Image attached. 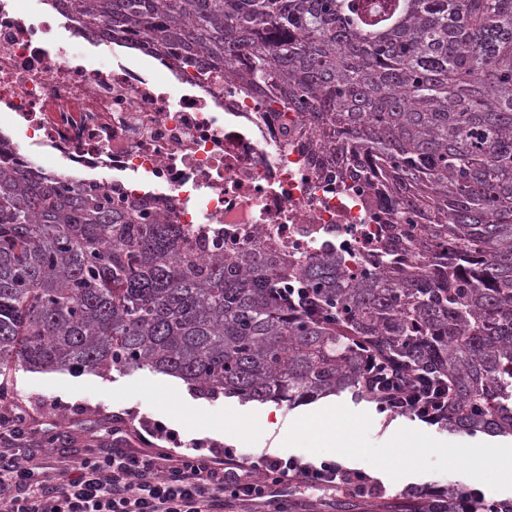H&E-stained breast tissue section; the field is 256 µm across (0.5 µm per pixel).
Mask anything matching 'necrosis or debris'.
I'll return each instance as SVG.
<instances>
[{
    "label": "necrosis or debris",
    "instance_id": "4bbe7bcc",
    "mask_svg": "<svg viewBox=\"0 0 512 512\" xmlns=\"http://www.w3.org/2000/svg\"><path fill=\"white\" fill-rule=\"evenodd\" d=\"M0 123L27 137H0L16 166L47 173L60 158L65 188H112L194 232L199 256L262 227L289 258L333 253L353 272L386 269L393 204L341 180L300 114L203 69L181 72L173 52L120 46L60 10L0 0Z\"/></svg>",
    "mask_w": 512,
    "mask_h": 512
}]
</instances>
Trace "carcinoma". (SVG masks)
I'll list each match as a JSON object with an SVG mask.
<instances>
[{"mask_svg":"<svg viewBox=\"0 0 512 512\" xmlns=\"http://www.w3.org/2000/svg\"><path fill=\"white\" fill-rule=\"evenodd\" d=\"M63 2L91 31L268 89L413 233L388 226L387 274L257 234L200 259L180 225L0 159V378L147 368L294 405L368 395L385 358L446 385L450 431L512 436V0ZM464 491L405 512H460Z\"/></svg>","mask_w":512,"mask_h":512,"instance_id":"carcinoma-1","label":"carcinoma"}]
</instances>
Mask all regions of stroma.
<instances>
[{"mask_svg": "<svg viewBox=\"0 0 512 512\" xmlns=\"http://www.w3.org/2000/svg\"><path fill=\"white\" fill-rule=\"evenodd\" d=\"M163 374L140 369L111 371L101 376L88 370L78 375L66 372L38 373L16 371L10 381L12 394L26 407L32 422L54 442L46 447H33V464L57 467L60 462L74 460L84 454L101 449L156 447L153 434L155 425L178 435L183 446L204 440L222 447L236 449L241 455L271 454L280 457H306L308 448L299 443L282 441V429L295 426L301 413L318 410V403L301 408L278 405L279 429L275 432L259 430L249 434L229 436L208 430H190L181 422L182 406H192L208 415L232 416L252 413L258 405L243 403L238 398L224 396L210 399L199 396L187 384L172 387L170 395H163L158 386L164 383ZM343 411L365 419L364 425L348 440V449H337L334 457L344 466L368 473L386 488L382 498L364 500L352 496L324 492L311 488L274 489L277 500L283 501L287 512H302L305 502L322 501L321 512H401L411 496L425 497L447 490L456 483L474 487L486 502L512 500V484L487 480L473 483L471 473L476 462L461 459L459 464L449 463L446 451L468 445L469 436L450 434L442 424H426L410 415L381 413L376 402L340 394ZM417 434L423 439L421 447L401 449L400 455L412 459L413 464L397 477H389L379 467L378 458L390 444L391 432Z\"/></svg>", "mask_w": 512, "mask_h": 512, "instance_id": "35a3bbf8", "label": "stroma"}]
</instances>
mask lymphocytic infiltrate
<instances>
[{
    "label": "lymphocytic infiltrate",
    "mask_w": 512,
    "mask_h": 512,
    "mask_svg": "<svg viewBox=\"0 0 512 512\" xmlns=\"http://www.w3.org/2000/svg\"><path fill=\"white\" fill-rule=\"evenodd\" d=\"M367 386L379 410L441 421L446 392L424 373L385 360L370 361ZM37 435L9 392L0 393V512H231L238 506L268 505L277 485L339 490L365 499L384 493L365 472L334 460L262 456L239 460L235 449L197 444L194 454L169 448H116L106 456L87 454L47 483L29 467L25 446Z\"/></svg>",
    "instance_id": "obj_1"
}]
</instances>
